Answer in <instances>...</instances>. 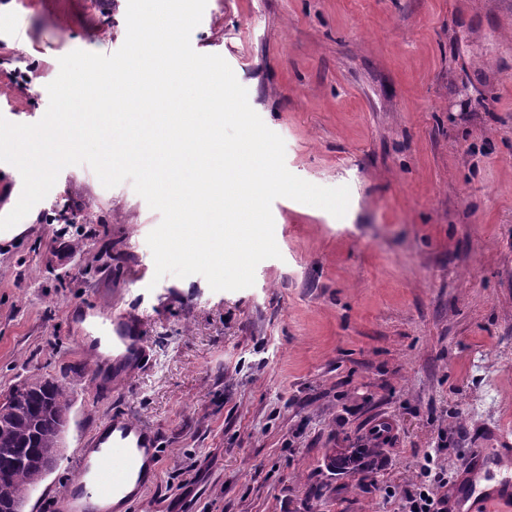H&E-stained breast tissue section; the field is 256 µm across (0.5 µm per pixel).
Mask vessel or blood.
<instances>
[{
	"mask_svg": "<svg viewBox=\"0 0 512 512\" xmlns=\"http://www.w3.org/2000/svg\"><path fill=\"white\" fill-rule=\"evenodd\" d=\"M88 347L111 349L113 368L144 356L142 325L113 320ZM502 448H473L448 500V512H512V437ZM155 432L128 415L104 421L76 454L75 473L54 496L55 512H112L111 501L128 486L145 491L157 475Z\"/></svg>",
	"mask_w": 512,
	"mask_h": 512,
	"instance_id": "vessel-or-blood-1",
	"label": "vessel or blood"
}]
</instances>
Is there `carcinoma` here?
Listing matches in <instances>:
<instances>
[{
  "label": "carcinoma",
  "instance_id": "obj_1",
  "mask_svg": "<svg viewBox=\"0 0 512 512\" xmlns=\"http://www.w3.org/2000/svg\"><path fill=\"white\" fill-rule=\"evenodd\" d=\"M0 512H9L16 501L28 499L43 480L41 460L58 452L57 419L67 413L64 385L48 378L23 382L0 402ZM359 449H336L338 468L357 472Z\"/></svg>",
  "mask_w": 512,
  "mask_h": 512
}]
</instances>
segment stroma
I'll list each match as a JSON object with an SVG mask.
<instances>
[{
    "instance_id": "obj_1",
    "label": "stroma",
    "mask_w": 512,
    "mask_h": 512,
    "mask_svg": "<svg viewBox=\"0 0 512 512\" xmlns=\"http://www.w3.org/2000/svg\"><path fill=\"white\" fill-rule=\"evenodd\" d=\"M126 10L0 0V115L39 121L59 58L116 52ZM191 45L227 61L291 173L349 187L348 211L276 199L280 258L215 292L155 279L161 215L130 182L64 168L0 240V392L42 376L70 395L26 510L48 512L83 440L125 413L160 448L128 512H399L425 450L455 473L512 434V0H207ZM84 307L142 319L124 382L94 377ZM337 448L376 449L371 480L333 469Z\"/></svg>"
}]
</instances>
